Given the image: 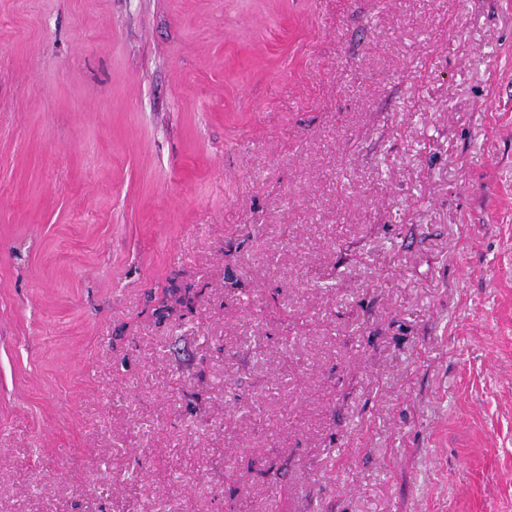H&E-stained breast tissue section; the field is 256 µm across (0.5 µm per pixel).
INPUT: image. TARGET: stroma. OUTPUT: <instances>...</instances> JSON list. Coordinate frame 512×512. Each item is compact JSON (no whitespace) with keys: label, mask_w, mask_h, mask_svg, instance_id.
<instances>
[{"label":"stroma","mask_w":512,"mask_h":512,"mask_svg":"<svg viewBox=\"0 0 512 512\" xmlns=\"http://www.w3.org/2000/svg\"><path fill=\"white\" fill-rule=\"evenodd\" d=\"M0 512H512V0H0Z\"/></svg>","instance_id":"obj_1"}]
</instances>
